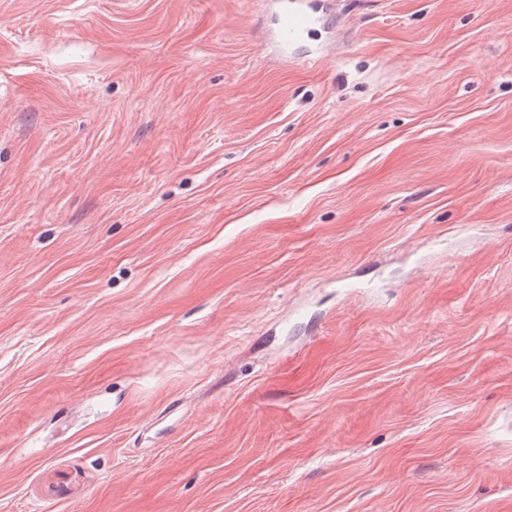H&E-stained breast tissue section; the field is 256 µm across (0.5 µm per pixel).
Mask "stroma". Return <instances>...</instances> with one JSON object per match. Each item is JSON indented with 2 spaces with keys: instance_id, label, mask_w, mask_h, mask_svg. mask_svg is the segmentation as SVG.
Returning <instances> with one entry per match:
<instances>
[{
  "instance_id": "stroma-1",
  "label": "stroma",
  "mask_w": 512,
  "mask_h": 512,
  "mask_svg": "<svg viewBox=\"0 0 512 512\" xmlns=\"http://www.w3.org/2000/svg\"><path fill=\"white\" fill-rule=\"evenodd\" d=\"M0 0V512H512V0ZM318 18L301 0H289L279 11L275 36L281 47L309 37L318 26Z\"/></svg>"
}]
</instances>
